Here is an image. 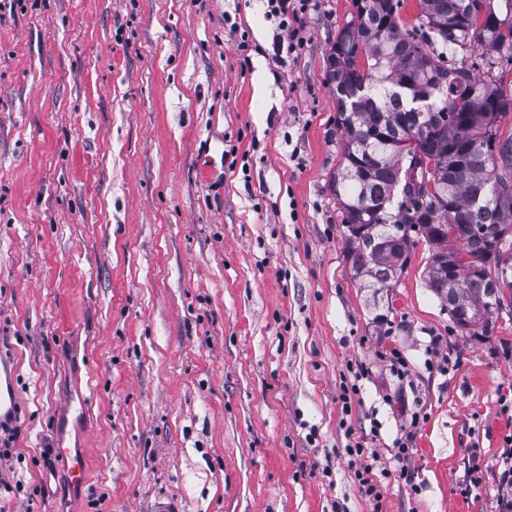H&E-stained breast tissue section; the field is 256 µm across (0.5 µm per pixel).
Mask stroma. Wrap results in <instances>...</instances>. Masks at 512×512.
Wrapping results in <instances>:
<instances>
[{
	"mask_svg": "<svg viewBox=\"0 0 512 512\" xmlns=\"http://www.w3.org/2000/svg\"><path fill=\"white\" fill-rule=\"evenodd\" d=\"M353 10L311 0L295 53L262 0L0 11V350L22 406L0 512H147L161 494L183 512H499L512 321L458 328L421 237L395 287L352 277L325 65ZM209 140L217 192L196 171ZM366 435L375 509L347 454ZM57 439L85 485L44 465ZM56 452L59 457L70 464V471L73 480L81 485L87 482V464L81 457H71L69 448L63 446V442L58 439L56 442Z\"/></svg>",
	"mask_w": 512,
	"mask_h": 512,
	"instance_id": "obj_1",
	"label": "stroma"
}]
</instances>
